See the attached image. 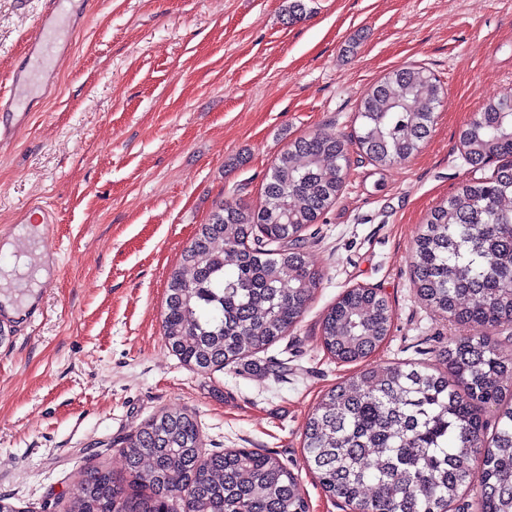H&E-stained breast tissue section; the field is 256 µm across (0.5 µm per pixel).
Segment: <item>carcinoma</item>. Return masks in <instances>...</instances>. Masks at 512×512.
<instances>
[{"label":"carcinoma","mask_w":512,"mask_h":512,"mask_svg":"<svg viewBox=\"0 0 512 512\" xmlns=\"http://www.w3.org/2000/svg\"><path fill=\"white\" fill-rule=\"evenodd\" d=\"M440 97L427 69L390 72L362 100L359 147L381 165L407 160L429 137ZM461 143L470 166L500 165L430 212L412 252L413 285L418 299L477 333L439 350L440 368L363 369L329 389L305 425L309 467L357 512H448L472 489L480 512H512V355L489 336L512 325V97L486 103ZM347 162L342 139L313 133L275 159L264 206L216 205L168 282L164 337L185 365L222 369L298 322L320 280L302 233L335 201ZM392 316L376 289L351 288L323 318V346L340 362L364 361ZM488 404L498 406L489 437L479 414ZM122 455L128 484L93 468L66 512H308L279 458L251 448L207 452L185 411L151 417Z\"/></svg>","instance_id":"obj_1"}]
</instances>
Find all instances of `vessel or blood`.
<instances>
[{"mask_svg":"<svg viewBox=\"0 0 512 512\" xmlns=\"http://www.w3.org/2000/svg\"><path fill=\"white\" fill-rule=\"evenodd\" d=\"M69 4L70 0H44L35 33L9 76V88L0 93V146L12 139V122L21 117L28 95L51 79L65 54L63 44L72 34L65 24Z\"/></svg>","mask_w":512,"mask_h":512,"instance_id":"1","label":"vessel or blood"}]
</instances>
